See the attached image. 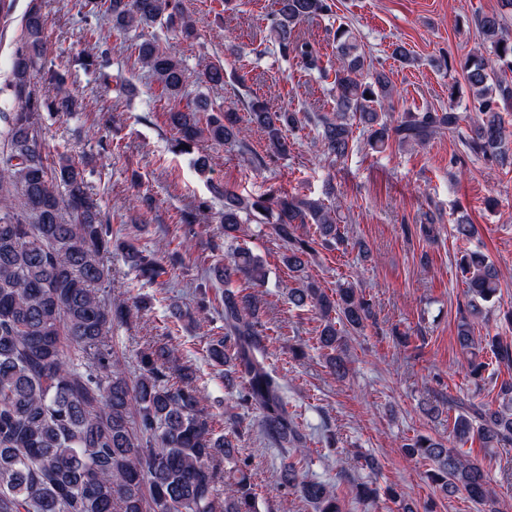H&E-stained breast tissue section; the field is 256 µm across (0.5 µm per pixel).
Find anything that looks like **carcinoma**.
Here are the masks:
<instances>
[{
  "label": "carcinoma",
  "instance_id": "1",
  "mask_svg": "<svg viewBox=\"0 0 512 512\" xmlns=\"http://www.w3.org/2000/svg\"><path fill=\"white\" fill-rule=\"evenodd\" d=\"M87 17H109L118 33L163 26L177 41L161 47L138 46L137 61L153 77L154 95L168 102L167 121L175 130L171 148L189 154L206 138L222 145L245 143L237 110L214 113L207 105L182 107L192 74L180 57L179 41L196 38L195 24L181 0H77ZM331 11L329 0H277L271 38L278 53L296 58L307 71L323 77L334 72L331 114L317 116L320 149L328 163L343 160L357 146L355 130L366 133L378 150L390 140L422 144L448 135L464 153L512 167L506 147L512 130L503 112L512 105V34L506 27L512 0L502 11L478 13L472 21L488 56L457 62L472 92V119L454 104L435 110L407 109L392 121L393 89L384 70L372 67L355 31L341 23L334 32L336 60L327 64L316 43L299 37L300 24ZM27 49L11 62L12 111L3 112L0 129V512H259L256 493L239 449L215 430L205 396L183 373L169 379L166 364L173 349L148 344L137 353L140 373L127 375L112 345V326L124 322L129 299L104 297L111 277L109 219L93 202L85 166L66 152L52 165L42 156L38 130L41 100L31 91L34 74L48 51L44 21L30 9L24 20ZM224 65L206 68L197 81L224 85ZM55 113L72 116L81 108L69 94L49 103ZM253 124L267 135L269 151L289 152L287 132L311 116L272 109L259 98L243 102ZM224 198L219 223L224 255L213 268L224 284V336L208 353L224 377L243 381L239 399L262 413L266 435L279 448L292 449L280 480L292 486L315 512H343L336 487L297 480V465L309 448L281 394L278 374L264 362V331L258 321L267 271L239 243L241 225L271 224L284 243L282 261L299 274L301 286L288 290V303L311 307L324 322L318 337L337 374L346 372L337 354L345 337L371 317L370 300L347 284L328 294L305 275L313 244L348 242L331 210L319 199L271 193L250 201L228 189L212 187ZM303 224L317 226L320 240L297 234ZM451 232L470 241L475 225L461 215ZM131 266L147 280L164 274L153 254L123 245ZM458 266L468 301L459 311L457 343L470 355L469 375L483 379L489 363L475 352V320L497 297L499 274L479 250H467ZM498 365H512V345L494 338L489 344ZM452 433L465 444L476 438L485 449L512 446V382L499 387L496 405H480L476 416L459 414ZM405 455L431 465L428 478L444 497L465 491L478 512H499L498 500L483 470L459 448L420 435L403 445Z\"/></svg>",
  "mask_w": 512,
  "mask_h": 512
}]
</instances>
